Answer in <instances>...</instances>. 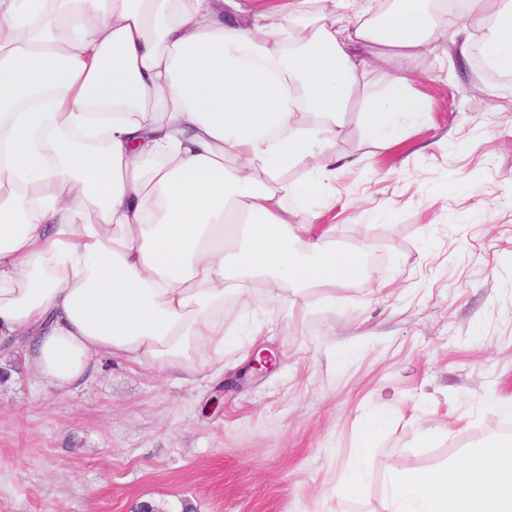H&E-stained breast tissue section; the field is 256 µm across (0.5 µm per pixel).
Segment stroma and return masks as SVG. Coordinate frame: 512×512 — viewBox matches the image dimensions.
Returning a JSON list of instances; mask_svg holds the SVG:
<instances>
[{
    "mask_svg": "<svg viewBox=\"0 0 512 512\" xmlns=\"http://www.w3.org/2000/svg\"><path fill=\"white\" fill-rule=\"evenodd\" d=\"M505 4L434 21L430 51L376 62L375 86L406 72L430 112L386 147L347 113L336 151L357 163L321 210L336 246L375 265L330 293L227 299L223 378L105 358L63 392L24 348L10 355L0 512H384L392 473L461 462L512 421V76L475 57ZM261 354L267 369L240 379ZM358 465L360 495L339 493Z\"/></svg>",
    "mask_w": 512,
    "mask_h": 512,
    "instance_id": "obj_1",
    "label": "stroma"
}]
</instances>
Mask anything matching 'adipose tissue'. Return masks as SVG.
<instances>
[{"instance_id":"ef3b65f1","label":"adipose tissue","mask_w":512,"mask_h":512,"mask_svg":"<svg viewBox=\"0 0 512 512\" xmlns=\"http://www.w3.org/2000/svg\"><path fill=\"white\" fill-rule=\"evenodd\" d=\"M22 2L0 0V348L25 343L26 366L62 391L101 357L218 377L226 297L363 273L318 208L356 163L334 151L346 113L387 145L424 120L405 73L363 89L373 56L426 50L431 0H394L380 21L346 0L313 17L307 0H57L35 24ZM483 53L512 74V6ZM313 158L300 222L286 174ZM387 509L512 512V439L394 473Z\"/></svg>"}]
</instances>
